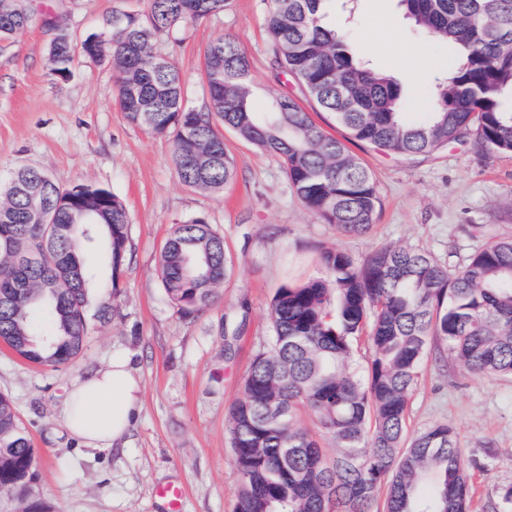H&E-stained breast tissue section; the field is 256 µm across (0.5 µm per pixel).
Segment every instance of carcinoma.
Segmentation results:
<instances>
[{
    "instance_id": "carcinoma-1",
    "label": "carcinoma",
    "mask_w": 512,
    "mask_h": 512,
    "mask_svg": "<svg viewBox=\"0 0 512 512\" xmlns=\"http://www.w3.org/2000/svg\"><path fill=\"white\" fill-rule=\"evenodd\" d=\"M227 0H151L141 15L117 11L102 31L74 46L55 28L53 73L66 76L75 52L110 59L117 103L126 119L172 140L179 179L219 193L234 162L218 128L281 158L298 199L348 236H367L381 198L369 168L349 145L411 156L472 138L488 153L512 154V0H398L403 16L428 37L457 49L438 78L421 121L405 112L401 84L355 59L325 23L336 0H272L265 16L274 62L344 130L327 135L298 99L277 94L266 112L252 107L249 61L219 37L205 52L209 106L183 103L181 75L155 55L158 35L179 23L224 11ZM35 20L22 0H0V40L24 34ZM37 194L50 223L29 206ZM93 201L87 223L71 206ZM55 224L72 233L53 237ZM128 215L111 191L90 184L63 188L30 167L0 185V339L26 361L59 369L82 352L87 336L85 284L78 251L106 245L117 284L128 244ZM42 251L35 264L20 259ZM323 276L286 283L269 305L272 336L245 376L229 410L239 484L236 512H472L471 462L454 428L434 424L409 438L406 416L419 369L443 344L475 377L512 376V240L486 244L451 270L403 246L371 251L357 262L340 250L321 255ZM163 287L190 318L209 306L228 272L224 238L202 218L175 226L159 259ZM336 310H329L331 296ZM42 312L56 334L38 344L32 321ZM370 351L365 370L354 354ZM305 408L329 435L336 457L298 424ZM35 448L11 400L0 395V485L26 500L25 512H49L30 493Z\"/></svg>"
}]
</instances>
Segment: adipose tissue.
Instances as JSON below:
<instances>
[{"label": "adipose tissue", "mask_w": 512, "mask_h": 512, "mask_svg": "<svg viewBox=\"0 0 512 512\" xmlns=\"http://www.w3.org/2000/svg\"><path fill=\"white\" fill-rule=\"evenodd\" d=\"M140 381L125 354L76 379L60 408V422L79 444L104 451L127 436L138 412Z\"/></svg>", "instance_id": "obj_1"}]
</instances>
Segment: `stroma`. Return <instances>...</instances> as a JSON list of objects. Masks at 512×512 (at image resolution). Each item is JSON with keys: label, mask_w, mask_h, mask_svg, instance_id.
<instances>
[{"label": "stroma", "mask_w": 512, "mask_h": 512, "mask_svg": "<svg viewBox=\"0 0 512 512\" xmlns=\"http://www.w3.org/2000/svg\"><path fill=\"white\" fill-rule=\"evenodd\" d=\"M270 0H229L224 12L162 33L157 54L180 70L183 98L209 103L204 52L216 38L235 40L250 62L253 104L297 92L272 64L264 18ZM76 38L99 31L112 11L147 13L150 0H34ZM52 34L35 23L0 41V179L28 165L61 186L109 189L129 215L128 259L112 292L109 320L97 316L100 286L110 280L96 260L86 303L88 336L66 368L33 365L0 342V394L8 396L37 451L34 484L50 512H167L158 487L184 490L181 512H235L238 473L228 435L229 409L271 334L269 304L286 283L321 276L320 254L338 249L354 260L389 245L423 250L455 268L480 247L512 237V156L485 154L475 143L400 156L352 145L374 173L382 206L366 237L340 234L294 195L280 158L224 130L236 175L223 192L183 185L167 137L130 124L120 112L108 60L75 56L67 77L51 71ZM356 57L398 79L407 111L422 112L452 46L417 34L397 0H358L346 31ZM204 218L224 237L231 272L217 301L193 319L169 301L159 254L174 225ZM134 358L141 407L116 450L80 446L61 425L71 383L106 365L112 353ZM436 423L455 429L467 457L485 460L476 475V512H490L512 486V378H477L452 357L427 359L409 398L408 429Z\"/></svg>", "instance_id": "35a3bbf8"}]
</instances>
